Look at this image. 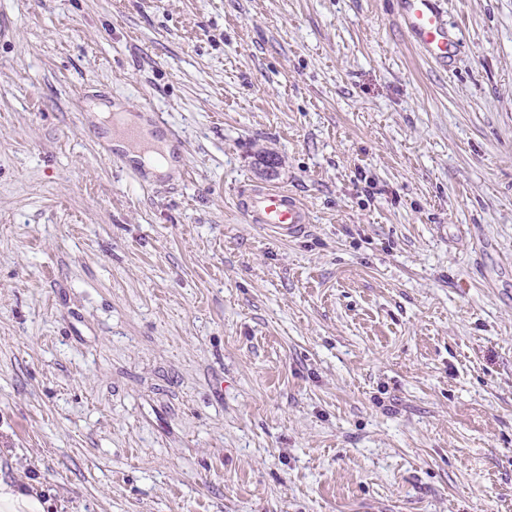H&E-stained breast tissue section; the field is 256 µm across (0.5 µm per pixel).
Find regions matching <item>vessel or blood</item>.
I'll return each mask as SVG.
<instances>
[{
  "label": "vessel or blood",
  "mask_w": 512,
  "mask_h": 512,
  "mask_svg": "<svg viewBox=\"0 0 512 512\" xmlns=\"http://www.w3.org/2000/svg\"><path fill=\"white\" fill-rule=\"evenodd\" d=\"M399 15L412 42L427 57L442 65L451 61L457 40L438 0H399ZM237 207L249 223L283 239L296 237L311 222L307 205L282 188L249 189L239 195Z\"/></svg>",
  "instance_id": "1"
}]
</instances>
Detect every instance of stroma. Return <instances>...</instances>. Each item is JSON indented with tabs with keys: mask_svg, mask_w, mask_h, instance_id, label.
<instances>
[{
	"mask_svg": "<svg viewBox=\"0 0 512 512\" xmlns=\"http://www.w3.org/2000/svg\"><path fill=\"white\" fill-rule=\"evenodd\" d=\"M438 3L446 69L398 0H0V481L512 512V0ZM90 94L161 113L187 174L106 159ZM255 186L306 231L246 222ZM237 208L251 224H260L276 237L294 238L311 224L307 205L282 188H252L238 197Z\"/></svg>",
	"mask_w": 512,
	"mask_h": 512,
	"instance_id": "1",
	"label": "stroma"
}]
</instances>
